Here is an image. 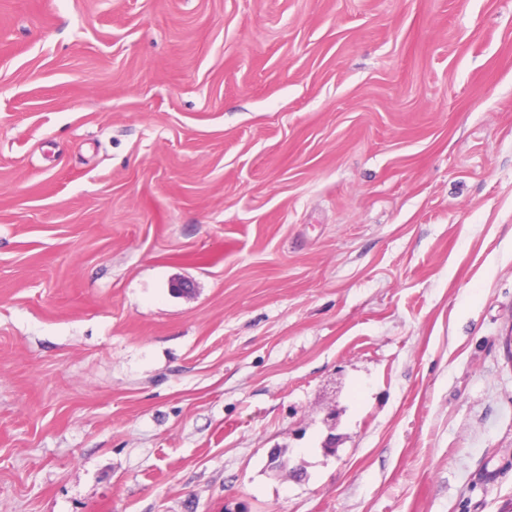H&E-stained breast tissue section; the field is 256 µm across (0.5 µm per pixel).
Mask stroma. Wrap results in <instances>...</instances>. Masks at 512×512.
I'll list each match as a JSON object with an SVG mask.
<instances>
[{
  "label": "stroma",
  "instance_id": "obj_1",
  "mask_svg": "<svg viewBox=\"0 0 512 512\" xmlns=\"http://www.w3.org/2000/svg\"><path fill=\"white\" fill-rule=\"evenodd\" d=\"M511 331L512 0H0V512H512Z\"/></svg>",
  "mask_w": 512,
  "mask_h": 512
}]
</instances>
